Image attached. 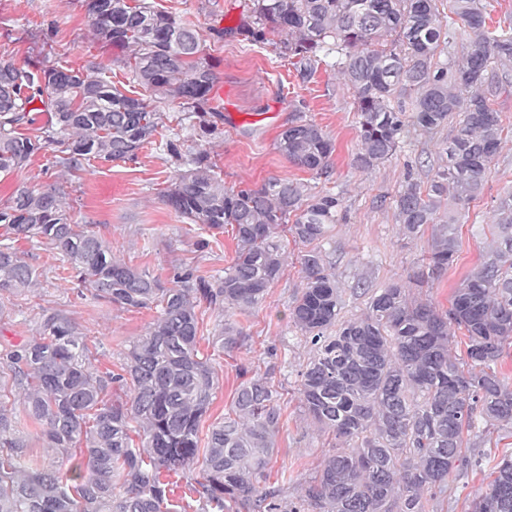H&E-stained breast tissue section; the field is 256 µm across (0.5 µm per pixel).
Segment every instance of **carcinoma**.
Instances as JSON below:
<instances>
[{
	"label": "carcinoma",
	"instance_id": "obj_1",
	"mask_svg": "<svg viewBox=\"0 0 512 512\" xmlns=\"http://www.w3.org/2000/svg\"><path fill=\"white\" fill-rule=\"evenodd\" d=\"M248 0L237 25L209 33L218 41L269 44L311 77L322 56L353 92L359 148L352 165L373 170L411 133L443 139L441 163L425 182L407 179L394 203L403 234L430 231L425 264L405 282L372 292L364 312L341 317L343 300L320 248L344 208L343 195H308L283 178L235 189L210 161L207 146L224 135V113L210 106L219 82L201 29L147 0H81L94 38L117 50L113 62L144 89L137 97L112 85L96 61L74 69L0 63V173L24 170L50 148L69 175L94 163L127 162L166 127L160 104L192 121L190 166L177 170L163 202L201 230L231 227L235 256L224 275L185 271L168 287L112 251L95 231L75 224L61 185L17 183L0 207V296L31 291L40 273L14 242L39 238L67 264L64 281L123 309L159 307L150 330L130 345L121 372L102 370L96 353L60 310L43 315L38 335L0 348V512H444L448 478L477 466L464 443L512 425V390L495 366L512 341V192L497 203L492 241L478 269L441 311L423 296L453 266L459 251L454 208L474 200L502 144L493 102L512 87V24L491 29L483 0ZM470 30L469 48L440 62L454 44V18ZM413 93L411 112L392 99ZM48 101L37 135L26 105ZM290 163L320 176L335 143L297 118L277 139ZM307 246L303 287L290 321L313 346L300 373L306 414L339 444L303 489L284 504L267 484L282 409L270 378L237 388L233 413L212 425L202 479L193 476L198 429L217 384L199 356L196 308L224 313L212 344L243 346L229 314L261 303L284 268L281 233ZM466 361L453 354L457 332ZM24 391L29 420L44 427L48 448L83 463L65 471L38 467L5 401L3 378ZM140 434L136 445L132 434ZM470 512H512V454L498 461ZM192 495L173 499L178 482Z\"/></svg>",
	"mask_w": 512,
	"mask_h": 512
}]
</instances>
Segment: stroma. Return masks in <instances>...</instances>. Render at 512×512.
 <instances>
[{"instance_id":"1","label":"stroma","mask_w":512,"mask_h":512,"mask_svg":"<svg viewBox=\"0 0 512 512\" xmlns=\"http://www.w3.org/2000/svg\"><path fill=\"white\" fill-rule=\"evenodd\" d=\"M242 0H151L152 5L203 28L236 25ZM208 54L219 76L216 106L256 116L278 110L276 123L254 122L224 131L210 150L225 186L258 187L273 178L304 183L310 194L342 193L345 204L322 248L342 290L344 318L360 315L370 291L393 280H407L417 270L427 243L405 238L396 220L395 196L406 176L424 180L439 160V141L427 136L405 140L397 154L375 170L354 169L358 148L357 115L353 93L336 72V57H323L316 73L301 78L286 59L269 45L208 41ZM113 51L93 40L88 19L78 0H0V62L30 59L41 65L74 68L95 60L112 68V82L124 93L136 90L128 69L113 64ZM506 133L498 157L487 171L482 195L459 214L460 250L445 275L428 291L431 302L448 309L461 280L479 266L492 239L491 223L499 196L512 190V94L499 97ZM170 130L155 136L132 162L97 164L94 171L60 177L52 150L34 157L24 171L0 177V205L17 182L39 188L65 184L69 215L91 225L108 243L113 255L150 276L171 282L185 270L204 276L223 274L235 256L231 229L200 230L179 217L161 199L183 160L171 158L165 142L171 133L192 136L191 124L176 105H167ZM301 114L335 142L333 163L317 176L288 162L276 148L278 135L294 115ZM19 255L40 274V286L18 295L0 296L6 311L0 318V343H17L36 335L45 311L65 312L88 345L96 347L101 366L119 370L131 342L144 335L158 316L157 309L126 310L80 293L60 275L63 263L54 250L38 241H19ZM285 270L265 300L248 312H237L233 322L246 336L240 349H213L219 321L207 304L197 308L199 350L210 358L218 382L213 402L203 416L199 433L230 412L241 378L240 367L271 378L281 394L282 418L277 452L269 465L272 483L282 485L289 502H298L301 489L315 475L333 438L305 416L297 393L298 374L312 355L309 341L289 319L301 287V245L287 242ZM512 453V429L496 430L480 447L470 449L478 467L448 482V512H468L477 492L486 490L489 474L503 454Z\"/></svg>"}]
</instances>
